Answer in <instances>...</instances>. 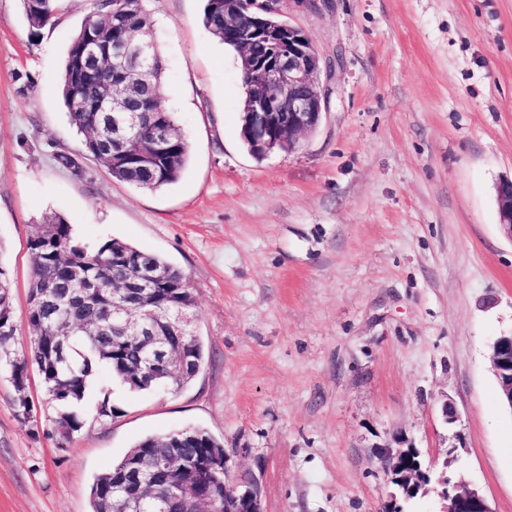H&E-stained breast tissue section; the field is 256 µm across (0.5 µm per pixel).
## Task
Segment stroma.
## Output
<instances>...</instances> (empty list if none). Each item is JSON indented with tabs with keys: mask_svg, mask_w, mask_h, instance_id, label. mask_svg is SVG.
<instances>
[{
	"mask_svg": "<svg viewBox=\"0 0 512 512\" xmlns=\"http://www.w3.org/2000/svg\"><path fill=\"white\" fill-rule=\"evenodd\" d=\"M89 0H57L33 30L0 0V268L14 349L30 339L36 225L59 214L80 243L119 239L189 279L205 361L177 392L129 390L70 437L30 371L31 418L0 369V512H89V486L139 440L200 427L257 478L264 512H387L377 457L400 438L436 479L401 512H444L440 477L512 512V414L490 347L512 332V241L494 187L512 178V0H281L280 17L341 59L329 110L291 152L241 139L236 52L204 0H146L166 63L164 106L189 148L157 191L85 157L61 78ZM82 157L86 176L57 163ZM452 402L455 424L441 415Z\"/></svg>",
	"mask_w": 512,
	"mask_h": 512,
	"instance_id": "stroma-1",
	"label": "stroma"
}]
</instances>
